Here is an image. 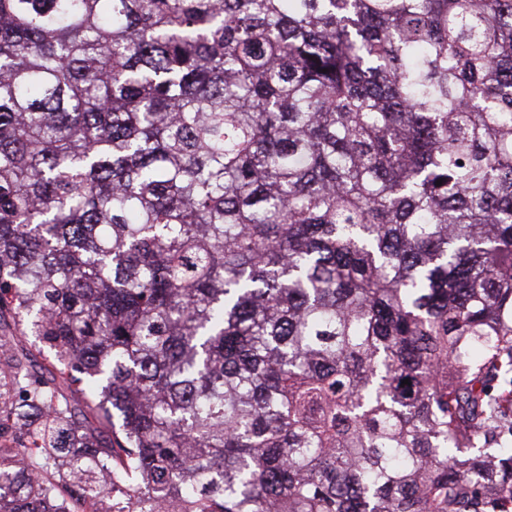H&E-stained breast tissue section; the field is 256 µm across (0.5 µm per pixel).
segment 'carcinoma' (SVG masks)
Here are the masks:
<instances>
[{"label": "carcinoma", "instance_id": "carcinoma-1", "mask_svg": "<svg viewBox=\"0 0 512 512\" xmlns=\"http://www.w3.org/2000/svg\"><path fill=\"white\" fill-rule=\"evenodd\" d=\"M10 319L0 512H512V0H0Z\"/></svg>", "mask_w": 512, "mask_h": 512}]
</instances>
